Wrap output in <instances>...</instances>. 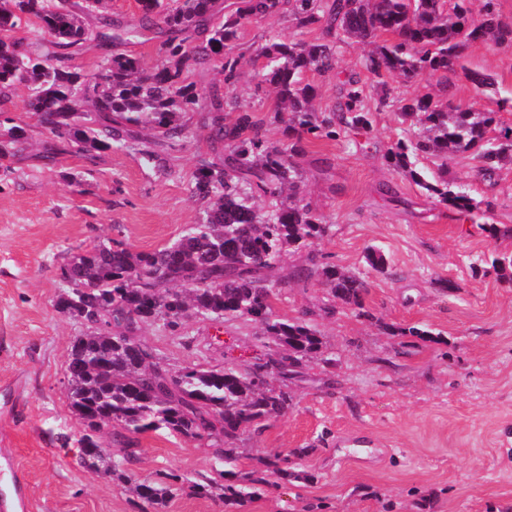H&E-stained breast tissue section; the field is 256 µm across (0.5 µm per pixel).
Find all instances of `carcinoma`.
<instances>
[{
	"label": "carcinoma",
	"instance_id": "carcinoma-1",
	"mask_svg": "<svg viewBox=\"0 0 512 512\" xmlns=\"http://www.w3.org/2000/svg\"><path fill=\"white\" fill-rule=\"evenodd\" d=\"M135 2L138 14L129 23L109 12L108 0H0V170L9 172L27 150L26 125L2 108L21 88L25 114L47 133L40 160L73 150L95 164L100 154L132 141L146 162L164 167V146L187 131L182 116L197 115L220 148L194 175L193 194L204 203L198 220L152 251L108 239L72 256L62 268L55 307L83 326L71 342L67 399L84 426L77 447L101 452L78 456L79 464L134 484L137 499L154 512L178 491L205 496L218 490L225 503L244 507L267 484V473L283 471L288 459H269L248 485L225 483L231 471L224 466L238 462L244 434H259L288 412L293 398L286 381L324 345L313 319L280 316L274 302L291 285L317 276L328 294L324 313H335L340 304L368 314L364 277L324 264L311 251L332 225L304 194L303 163L317 141L371 138L375 112L365 104L366 86L352 76L334 107L316 108L318 86L309 75L335 71L339 43L352 40L373 46L363 67L377 78L441 77L442 98L426 93L399 101L397 110L417 117L419 130L398 139L386 158L459 220L495 237L511 235L512 226L480 222V203L454 180L427 181L418 163L439 158L446 173L457 155L479 147L480 173L492 182L500 164L512 160V125L497 111L448 102L451 76L462 73L478 89L493 86L490 76L467 66L464 51L475 43L512 46V23L501 21L495 0H483L477 17L472 0ZM277 17L318 28L320 37L291 41L271 30L256 49L254 97L265 98L269 89L276 95L268 114L227 98L215 84L190 80V72L218 61L224 85H235L241 30ZM29 26L44 34L42 48L16 37ZM150 35L159 39L152 65L121 50ZM89 47L100 50L93 74L78 63ZM269 122L282 128V138L268 137ZM136 127L153 131L152 139H138ZM288 249L307 251L306 259L278 276ZM194 318L258 325L264 356L245 367L173 369L140 336L150 325L176 334ZM104 431L111 438L107 447ZM150 431L209 441L217 467L198 482L173 472L159 481L135 478L138 436Z\"/></svg>",
	"mask_w": 512,
	"mask_h": 512
}]
</instances>
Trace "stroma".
Returning a JSON list of instances; mask_svg holds the SVG:
<instances>
[{
    "instance_id": "1",
    "label": "stroma",
    "mask_w": 512,
    "mask_h": 512,
    "mask_svg": "<svg viewBox=\"0 0 512 512\" xmlns=\"http://www.w3.org/2000/svg\"><path fill=\"white\" fill-rule=\"evenodd\" d=\"M271 28L291 40L320 35L277 19L245 26L239 99L250 97L254 50ZM366 52L343 46L335 72L319 80L320 108L335 104L350 74L372 83ZM465 56L494 84L481 93L453 78V104L492 109L512 101V46L476 43ZM187 125L165 167L125 150L103 153L92 167L73 152L41 161L45 135L32 126L29 157L0 174V446L15 453L31 512H138L133 493L80 466L76 447L58 441L81 431L65 395L80 326L55 302L73 254L109 238L157 249L196 221L202 204L192 195L194 173L214 152L195 119ZM415 131L388 107L376 115L372 143L343 138L312 148L334 159L327 175L307 181L332 226L314 250L368 281V314L341 308L318 318L334 366L310 360L303 377L288 382V413L243 436L236 477L277 454L290 472L269 475L247 512H512V285L472 268L478 257H512V237L459 221L388 166L386 149ZM475 165L471 154L458 155L449 175L471 197L492 201L490 223L512 225V166L491 187ZM388 185L399 202L385 195ZM372 248L385 255V271L368 264ZM409 325L429 326L432 335H399ZM254 332L240 322L192 320L184 335L153 325L144 337L165 363L206 368L255 362L264 349ZM139 444L133 470L142 480L169 471L197 480L215 465L206 446L176 435L149 432Z\"/></svg>"
}]
</instances>
